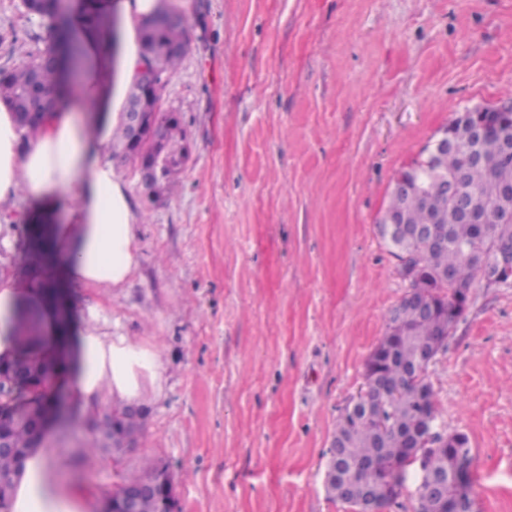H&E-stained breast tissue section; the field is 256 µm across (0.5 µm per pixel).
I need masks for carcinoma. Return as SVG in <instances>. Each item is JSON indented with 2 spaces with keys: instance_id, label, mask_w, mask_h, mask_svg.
<instances>
[{
  "instance_id": "cac0c4a2",
  "label": "carcinoma",
  "mask_w": 512,
  "mask_h": 512,
  "mask_svg": "<svg viewBox=\"0 0 512 512\" xmlns=\"http://www.w3.org/2000/svg\"><path fill=\"white\" fill-rule=\"evenodd\" d=\"M88 6L79 14L66 7L65 0H43L40 8L28 14L29 26L14 32L15 39L30 42L33 48L21 54L20 62L0 70V102L8 104L15 112L18 122L26 134L36 135L43 117L27 112L32 99L47 92L61 91L68 86L69 76L76 70L82 56L81 44L74 38L73 29L78 19L98 37L103 47H109L112 26L109 13L100 6L102 0H86ZM171 11L159 9L153 16L157 21L152 26L142 25L139 43L142 55H150L153 62L166 76L176 71L185 54L176 48L188 46L187 25L168 18ZM49 22L53 37L44 47H39L41 37L33 25ZM162 123L165 145L160 150L172 155L169 166L160 175L153 176V191L159 196L170 195L175 188L174 171L182 165L185 131L178 119L172 115L158 113ZM131 133L125 120H119L112 132V147L120 150L125 159L143 166L147 156L155 151L150 145H130ZM482 162L474 163L470 157V144L465 139L455 148L443 152L438 159L439 167L448 178H459L467 189L465 201L487 213L488 223L465 224L448 209L442 185L432 175V162L426 158L402 171L421 184V190L405 194L399 203L400 220L408 226L431 224L433 228L448 232V243L436 246L426 238L416 239L406 246V251L419 264L424 276L415 279L412 287L422 291L424 297L437 306V310L420 313L414 307L390 312L385 335L377 348L386 353L382 376L395 386L393 391L372 390L370 399L377 409V416L361 413L357 416L343 415L336 427L333 443L341 445L342 477L332 486L329 495L354 509L358 506V489L372 475L362 470L364 465L376 473H383L405 460L407 440L411 439L418 452L425 457L424 467L448 475L439 490H427L420 486L417 497L418 512H440V502L456 494L457 488L451 474L456 463L462 459L474 462L470 447H434V440L445 435L436 427L437 400L433 391L423 393L430 386L426 376H415L411 366L418 361L426 349L447 350L448 337L457 324L456 289L473 286L479 276V267L472 255L484 254L496 261L499 253L492 251L494 243L512 249V224L494 222L495 206L504 184L512 183V155H505L501 136L493 133L478 144ZM26 265L37 280L47 272L41 252H29ZM450 274L453 281L444 283L441 276ZM28 424L10 429V438L15 447L22 450L37 448L42 441L40 411L25 409ZM385 420L380 425L378 419ZM406 471L398 477V490L389 491L380 485L373 489L374 508L383 509L401 494Z\"/></svg>"
}]
</instances>
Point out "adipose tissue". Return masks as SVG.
I'll return each instance as SVG.
<instances>
[{
  "instance_id": "adipose-tissue-1",
  "label": "adipose tissue",
  "mask_w": 512,
  "mask_h": 512,
  "mask_svg": "<svg viewBox=\"0 0 512 512\" xmlns=\"http://www.w3.org/2000/svg\"><path fill=\"white\" fill-rule=\"evenodd\" d=\"M158 0H110L118 21L114 66L119 82L103 84L104 68L95 39L75 30L83 49L76 92L57 96L40 134L24 138L13 112L0 103V223H13L18 195L58 211L53 227L59 267L75 287L122 288L139 266L136 206L109 158L112 126L142 61L138 31ZM31 281L0 278V358L17 352L11 314L18 297H39ZM73 378L75 396L92 405L109 395L123 403L137 400L143 378L157 379L158 351L125 337L107 338L81 330ZM7 512H82L81 502L56 489L43 453L25 461Z\"/></svg>"
}]
</instances>
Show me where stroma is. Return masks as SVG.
Instances as JSON below:
<instances>
[{
	"label": "stroma",
	"instance_id": "35a3bbf8",
	"mask_svg": "<svg viewBox=\"0 0 512 512\" xmlns=\"http://www.w3.org/2000/svg\"><path fill=\"white\" fill-rule=\"evenodd\" d=\"M189 50L161 95L186 131L174 194L137 207L123 288L65 286L76 328L159 352L141 427L91 452L122 402L68 400L40 446L97 512L165 467L180 512H351L329 498L336 423L407 284L377 231L399 173L457 112L512 100V0H188ZM0 264L42 212L25 199ZM439 424L467 435L478 512H512V286L476 280L427 370ZM97 429L107 435L109 443L113 450H122L131 447L132 437H130L122 424V416L110 413L98 424Z\"/></svg>",
	"mask_w": 512,
	"mask_h": 512
}]
</instances>
